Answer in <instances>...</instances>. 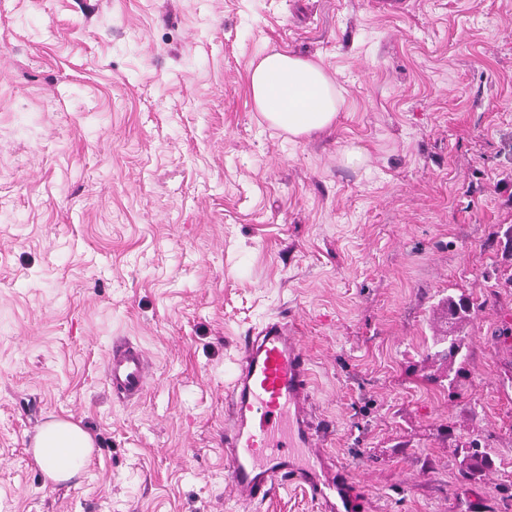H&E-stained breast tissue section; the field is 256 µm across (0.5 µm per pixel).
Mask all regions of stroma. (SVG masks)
Segmentation results:
<instances>
[{
  "label": "stroma",
  "mask_w": 512,
  "mask_h": 512,
  "mask_svg": "<svg viewBox=\"0 0 512 512\" xmlns=\"http://www.w3.org/2000/svg\"><path fill=\"white\" fill-rule=\"evenodd\" d=\"M281 50L334 78L333 130L256 112ZM511 275L512 0H0V512H324L225 480L224 398L277 321L361 512H512ZM461 290L462 380L429 355ZM53 418L96 442L61 483L30 450ZM106 375L114 393L126 398L140 396L149 376L143 352L129 344L113 346L106 361ZM469 448H471V452L468 453L461 461V474L465 479L473 478L477 473H479L482 466H485L488 463V459L479 449L482 448L480 439H473L469 443Z\"/></svg>",
  "instance_id": "35a3bbf8"
}]
</instances>
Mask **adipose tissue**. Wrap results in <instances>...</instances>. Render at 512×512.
Wrapping results in <instances>:
<instances>
[{"label": "adipose tissue", "instance_id": "ef3b65f1", "mask_svg": "<svg viewBox=\"0 0 512 512\" xmlns=\"http://www.w3.org/2000/svg\"><path fill=\"white\" fill-rule=\"evenodd\" d=\"M248 86L257 111L270 126L299 139L330 129L343 105L333 78L321 64L285 51L263 56L250 70ZM94 447L89 432L63 418L43 424L32 441L36 463L54 482L75 477Z\"/></svg>", "mask_w": 512, "mask_h": 512}]
</instances>
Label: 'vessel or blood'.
I'll use <instances>...</instances> for the list:
<instances>
[{"label": "vessel or blood", "mask_w": 512, "mask_h": 512, "mask_svg": "<svg viewBox=\"0 0 512 512\" xmlns=\"http://www.w3.org/2000/svg\"><path fill=\"white\" fill-rule=\"evenodd\" d=\"M106 375L114 393L140 396L149 376L142 351L113 346ZM310 400L307 358L287 325L270 323L248 337L226 397L224 460L237 500L262 502L277 485L295 482L327 512H355L358 500L343 469L329 465L323 455L327 430L311 417ZM299 451L308 454L310 465H298Z\"/></svg>", "instance_id": "obj_1"}]
</instances>
